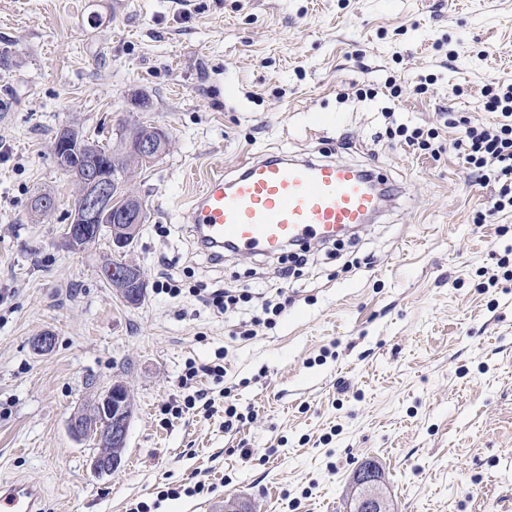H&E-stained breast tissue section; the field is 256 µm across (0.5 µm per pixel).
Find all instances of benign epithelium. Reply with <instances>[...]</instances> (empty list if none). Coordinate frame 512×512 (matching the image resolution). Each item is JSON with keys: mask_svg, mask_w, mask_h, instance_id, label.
I'll use <instances>...</instances> for the list:
<instances>
[{"mask_svg": "<svg viewBox=\"0 0 512 512\" xmlns=\"http://www.w3.org/2000/svg\"><path fill=\"white\" fill-rule=\"evenodd\" d=\"M129 151L142 163H149L169 149L166 133L152 125H142V134L127 142ZM109 222L113 250L122 254L139 235L144 213L139 198L131 191L120 192L107 170V165L84 170L83 191L79 195L69 224L64 228L65 244L72 250H83L94 243L102 227ZM99 276L111 285L129 306H137L146 293V281L139 267L127 261L103 264ZM133 404L126 383L115 381L96 400L91 415L70 418V435L81 441L93 437L102 448H124L127 445ZM121 464V456L97 455L91 468L98 474H110ZM376 466L367 465L353 477V512H391L377 487ZM222 512H253L247 501L237 495L224 496Z\"/></svg>", "mask_w": 512, "mask_h": 512, "instance_id": "obj_1", "label": "benign epithelium"}]
</instances>
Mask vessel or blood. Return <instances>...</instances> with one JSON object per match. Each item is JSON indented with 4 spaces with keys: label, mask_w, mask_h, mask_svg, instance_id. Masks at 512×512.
Instances as JSON below:
<instances>
[{
    "label": "vessel or blood",
    "mask_w": 512,
    "mask_h": 512,
    "mask_svg": "<svg viewBox=\"0 0 512 512\" xmlns=\"http://www.w3.org/2000/svg\"><path fill=\"white\" fill-rule=\"evenodd\" d=\"M376 170L283 152L250 155L233 175H211L184 219L215 260L225 253L274 255L286 245L330 240L372 223L391 198ZM0 512H43L37 488L0 483Z\"/></svg>",
    "instance_id": "obj_1"
}]
</instances>
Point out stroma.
<instances>
[{
    "label": "stroma",
    "instance_id": "obj_1",
    "mask_svg": "<svg viewBox=\"0 0 512 512\" xmlns=\"http://www.w3.org/2000/svg\"><path fill=\"white\" fill-rule=\"evenodd\" d=\"M510 77L512 0H0V479L37 485L45 512H218L228 494L254 512H347L367 460L395 512H512V211L486 214L491 190L448 125L493 123L483 91ZM134 122L170 146L128 176L147 213L124 254L147 282L130 307L98 276L109 232L64 243L78 188L52 145L65 127L110 145ZM400 124L438 136L410 146ZM269 149L333 153L400 196L352 238L311 242L304 264L288 247L214 262L188 201ZM165 277L188 292H159ZM194 285L253 298L221 315ZM279 290L275 325L238 337ZM46 332L56 346L37 353ZM190 361L223 363L198 388H232L256 419L165 414ZM116 380L134 415L121 467L100 476L97 443L68 421ZM199 480L212 492L157 499Z\"/></svg>",
    "mask_w": 512,
    "mask_h": 512
}]
</instances>
